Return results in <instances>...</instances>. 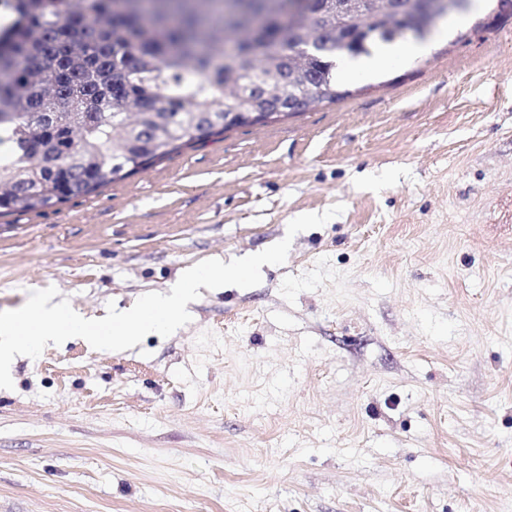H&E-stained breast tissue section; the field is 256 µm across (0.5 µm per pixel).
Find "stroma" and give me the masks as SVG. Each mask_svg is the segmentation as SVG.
<instances>
[{"instance_id":"obj_1","label":"stroma","mask_w":512,"mask_h":512,"mask_svg":"<svg viewBox=\"0 0 512 512\" xmlns=\"http://www.w3.org/2000/svg\"><path fill=\"white\" fill-rule=\"evenodd\" d=\"M473 0L350 97L0 216V311L88 318L297 234L258 286L0 389V512H512V14Z\"/></svg>"}]
</instances>
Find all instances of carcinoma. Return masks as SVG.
<instances>
[{
    "mask_svg": "<svg viewBox=\"0 0 512 512\" xmlns=\"http://www.w3.org/2000/svg\"><path fill=\"white\" fill-rule=\"evenodd\" d=\"M0 213L50 208L182 146L350 95L338 62L435 28L420 0H8Z\"/></svg>",
    "mask_w": 512,
    "mask_h": 512,
    "instance_id": "obj_1",
    "label": "carcinoma"
}]
</instances>
